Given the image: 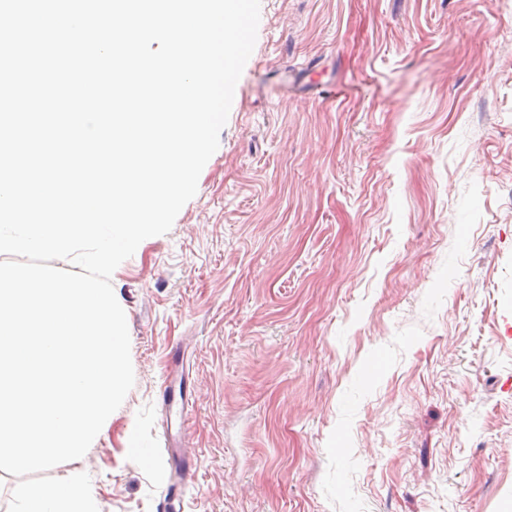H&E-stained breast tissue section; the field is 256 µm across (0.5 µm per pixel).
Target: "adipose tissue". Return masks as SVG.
Masks as SVG:
<instances>
[{
    "instance_id": "1",
    "label": "adipose tissue",
    "mask_w": 512,
    "mask_h": 512,
    "mask_svg": "<svg viewBox=\"0 0 512 512\" xmlns=\"http://www.w3.org/2000/svg\"><path fill=\"white\" fill-rule=\"evenodd\" d=\"M16 512H98V502L84 474L75 469L58 483L24 485Z\"/></svg>"
}]
</instances>
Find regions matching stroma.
Wrapping results in <instances>:
<instances>
[{
	"mask_svg": "<svg viewBox=\"0 0 512 512\" xmlns=\"http://www.w3.org/2000/svg\"><path fill=\"white\" fill-rule=\"evenodd\" d=\"M112 286L99 512H512V0H260L196 195ZM125 452L129 458L140 462L144 466H152L154 464L152 453L147 446L140 441L133 428L127 433Z\"/></svg>",
	"mask_w": 512,
	"mask_h": 512,
	"instance_id": "stroma-1",
	"label": "stroma"
}]
</instances>
